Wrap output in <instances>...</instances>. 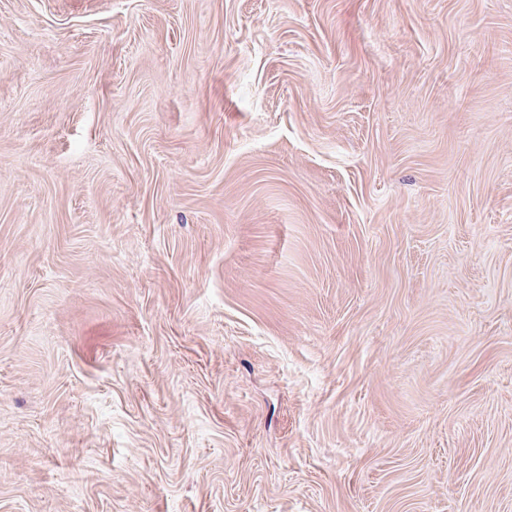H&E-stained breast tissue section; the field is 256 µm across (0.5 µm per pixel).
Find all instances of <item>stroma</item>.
<instances>
[{"label": "stroma", "instance_id": "1", "mask_svg": "<svg viewBox=\"0 0 512 512\" xmlns=\"http://www.w3.org/2000/svg\"><path fill=\"white\" fill-rule=\"evenodd\" d=\"M0 512H512V0H0Z\"/></svg>", "mask_w": 512, "mask_h": 512}]
</instances>
